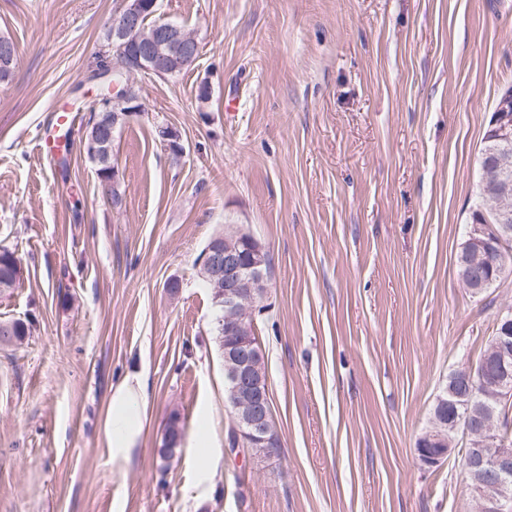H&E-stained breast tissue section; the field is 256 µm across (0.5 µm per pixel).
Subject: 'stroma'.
I'll return each instance as SVG.
<instances>
[{
  "instance_id": "obj_1",
  "label": "stroma",
  "mask_w": 512,
  "mask_h": 512,
  "mask_svg": "<svg viewBox=\"0 0 512 512\" xmlns=\"http://www.w3.org/2000/svg\"><path fill=\"white\" fill-rule=\"evenodd\" d=\"M117 4L0 0L18 47L0 81V246L23 268L0 320L32 323L0 345V512H474L459 456L429 469L415 442L512 307V276L476 296L457 268L512 87V0H159L200 55L136 77L143 110L112 141L115 206L82 140ZM59 112L74 118L68 151L43 153ZM228 225L271 259L257 334L282 448L260 461L228 450L197 268ZM135 365L149 406L123 461L101 421ZM174 412L181 451L166 461Z\"/></svg>"
}]
</instances>
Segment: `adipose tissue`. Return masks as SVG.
<instances>
[{"mask_svg":"<svg viewBox=\"0 0 512 512\" xmlns=\"http://www.w3.org/2000/svg\"><path fill=\"white\" fill-rule=\"evenodd\" d=\"M147 407L145 371L129 372L118 385L109 389L101 431L112 457L129 459L133 448L141 445Z\"/></svg>","mask_w":512,"mask_h":512,"instance_id":"obj_1","label":"adipose tissue"}]
</instances>
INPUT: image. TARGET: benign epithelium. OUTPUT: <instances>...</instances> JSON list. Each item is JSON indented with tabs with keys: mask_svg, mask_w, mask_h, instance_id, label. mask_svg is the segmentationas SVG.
I'll use <instances>...</instances> for the list:
<instances>
[{
	"mask_svg": "<svg viewBox=\"0 0 512 512\" xmlns=\"http://www.w3.org/2000/svg\"><path fill=\"white\" fill-rule=\"evenodd\" d=\"M158 0H121L108 24L112 48L120 62L102 74L109 80L100 98L105 113L93 119L84 147L104 172L113 167L108 141L111 129L142 111L132 79L136 74L164 75L190 67L198 58L199 43L177 25L145 22L157 12ZM496 144L498 194L495 213L498 227L474 224L468 232L461 261L462 281L473 293L484 291L493 278L486 273L495 252V238L512 234V100L505 99L490 124ZM244 232L226 230L211 238L199 263V275L209 285L213 301L224 306V361L231 364L234 389V429L257 444L268 441L269 381L262 366L260 343L251 315L255 305L253 281L263 273L267 252L259 246L250 257L241 255ZM512 398V308L498 317L489 350L479 368L458 370L448 388V418L437 420L439 433L424 438L425 448L416 449L428 467L441 465L458 454L468 479L478 482L476 512H512V447L498 444L500 420L488 408ZM448 429L450 437L441 430Z\"/></svg>",
	"mask_w": 512,
	"mask_h": 512,
	"instance_id": "1",
	"label": "benign epithelium"
}]
</instances>
